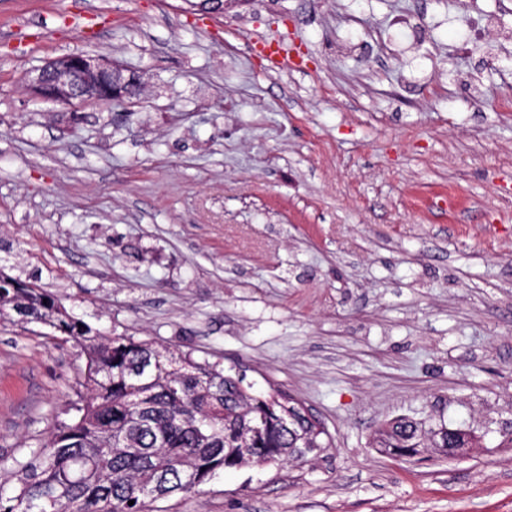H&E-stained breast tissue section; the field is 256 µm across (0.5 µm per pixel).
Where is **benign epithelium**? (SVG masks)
<instances>
[{"label":"benign epithelium","mask_w":512,"mask_h":512,"mask_svg":"<svg viewBox=\"0 0 512 512\" xmlns=\"http://www.w3.org/2000/svg\"><path fill=\"white\" fill-rule=\"evenodd\" d=\"M132 85H139L138 75H126L122 68L89 54H67L50 60L32 80L36 98L65 103L122 99Z\"/></svg>","instance_id":"7a95c632"}]
</instances>
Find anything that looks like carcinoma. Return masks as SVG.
Segmentation results:
<instances>
[{
    "label": "carcinoma",
    "mask_w": 512,
    "mask_h": 512,
    "mask_svg": "<svg viewBox=\"0 0 512 512\" xmlns=\"http://www.w3.org/2000/svg\"><path fill=\"white\" fill-rule=\"evenodd\" d=\"M40 324L85 357L82 405L28 455L0 460V512H152L143 490L167 478L165 499L196 493L220 472L299 460L328 447L301 411L257 395L218 363L134 336H108L46 289L0 272V321ZM374 444L399 458L472 445L463 426L395 419ZM134 504H128V501Z\"/></svg>",
    "instance_id": "carcinoma-1"
}]
</instances>
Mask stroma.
<instances>
[{
    "mask_svg": "<svg viewBox=\"0 0 512 512\" xmlns=\"http://www.w3.org/2000/svg\"><path fill=\"white\" fill-rule=\"evenodd\" d=\"M0 0V269L111 336L242 372L328 448L165 512H512V0ZM418 25L410 34L406 22ZM281 42L271 67L255 41ZM143 73L124 107L37 99L50 59ZM84 358L0 323V457L69 419ZM466 423L405 461L381 422Z\"/></svg>",
    "mask_w": 512,
    "mask_h": 512,
    "instance_id": "obj_1",
    "label": "stroma"
}]
</instances>
